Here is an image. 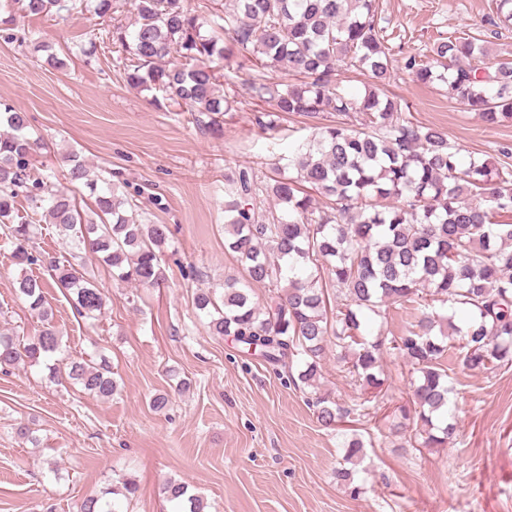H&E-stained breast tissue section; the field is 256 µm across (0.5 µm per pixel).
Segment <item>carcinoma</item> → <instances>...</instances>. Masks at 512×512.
Segmentation results:
<instances>
[{"label": "carcinoma", "mask_w": 512, "mask_h": 512, "mask_svg": "<svg viewBox=\"0 0 512 512\" xmlns=\"http://www.w3.org/2000/svg\"><path fill=\"white\" fill-rule=\"evenodd\" d=\"M84 0H8L33 15L71 11ZM224 15L205 19L183 0H131L136 16L128 27L112 26V47L125 54L124 80L191 113L209 133L220 131L235 100L224 85L237 80L252 97L268 104L257 111L262 130L277 127L284 114L333 123L303 142L288 157L296 172L259 185L245 171L227 191L225 246L244 275L224 278L221 294L198 289L195 308L210 318L215 336L237 344L273 366L297 368L293 385L316 395V419L335 427L352 415L367 418L378 407L364 398L356 407L319 395L322 361L329 346L365 391L381 388L384 355L392 353L412 368V407H398L391 428L400 447L442 448L456 430L449 421L448 371L442 358L456 351L470 372L512 367V165L460 163L446 134L402 117L400 100L385 93L392 70L390 48L377 22L379 0H227ZM247 52L252 71L222 73L213 63L232 47ZM433 62L405 58L404 69L423 83L448 85L459 105L480 112L494 125L512 120V61L487 65L484 41L448 36L434 44ZM176 57L170 65L168 59ZM367 78L362 96L349 94L335 79L336 64ZM278 68L296 76L284 88L264 79ZM28 116L9 106L0 110V229L19 266H44L69 294L76 314L94 322L106 306L105 291L76 268L79 253H90L118 283L153 287L165 279L163 247L168 227L143 224L137 204L71 152L63 156L72 183L88 190L90 207L34 169L44 145L27 132ZM307 183L329 205L315 206L299 195ZM273 197L262 220L249 200ZM43 209L49 223L70 239L76 253L61 263L35 250L37 227L20 213L17 198ZM330 276L336 305H330L322 273ZM256 283L271 288L273 308L253 300ZM38 276L25 275L17 292L41 329L24 339L0 332V368H45L56 385L109 401L118 392L111 362L100 356L76 359L51 324L52 308ZM416 304L422 314L401 336H373V317L390 305ZM344 461L363 455L358 434L344 436ZM130 480L112 483L85 498L79 512H123L135 495ZM167 501L180 512H204L207 504L188 486L168 480Z\"/></svg>", "instance_id": "carcinoma-1"}]
</instances>
